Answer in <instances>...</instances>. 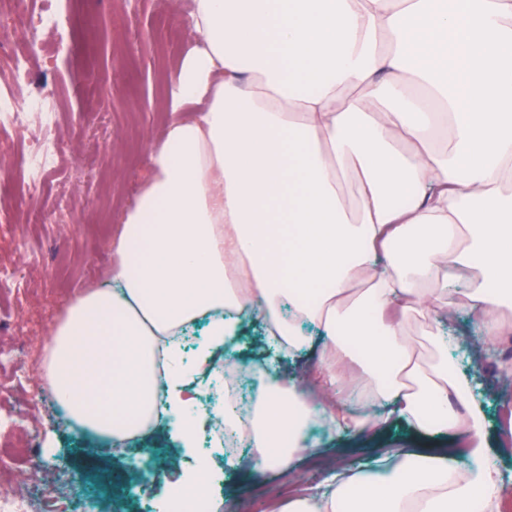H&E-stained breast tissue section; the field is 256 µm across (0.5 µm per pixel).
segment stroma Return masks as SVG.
I'll use <instances>...</instances> for the list:
<instances>
[{"mask_svg": "<svg viewBox=\"0 0 512 512\" xmlns=\"http://www.w3.org/2000/svg\"><path fill=\"white\" fill-rule=\"evenodd\" d=\"M71 20L66 49L37 59L34 76L59 96L68 152L28 202L15 180L0 175V209L29 207L24 225L0 223V267L22 268L24 285L0 288V450L9 473L39 468L44 480L59 466L81 474L84 497H98L91 478L100 440L60 424L44 397L41 347L69 299L104 281L109 239L121 211L143 186L147 145L164 130V102L189 45L186 21L194 0H62ZM456 363L483 384L486 429L497 435L512 389L495 364L473 368L466 349ZM329 468L305 457L255 482L247 468L222 462L214 496L233 495L239 512H280L300 494L315 495ZM30 486L33 497L45 494Z\"/></svg>", "mask_w": 512, "mask_h": 512, "instance_id": "obj_1", "label": "stroma"}]
</instances>
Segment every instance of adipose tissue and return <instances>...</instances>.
<instances>
[{"instance_id":"adipose-tissue-1","label":"adipose tissue","mask_w":512,"mask_h":512,"mask_svg":"<svg viewBox=\"0 0 512 512\" xmlns=\"http://www.w3.org/2000/svg\"><path fill=\"white\" fill-rule=\"evenodd\" d=\"M189 27L109 285L44 346L65 425L117 451L167 434L184 512L215 417L255 474L401 425L425 447L283 512H501L512 488L454 352L471 342L479 367L512 337V0H195ZM461 311L468 340L446 330ZM414 319L436 326L427 353ZM221 370L260 376L247 414L199 408Z\"/></svg>"}]
</instances>
